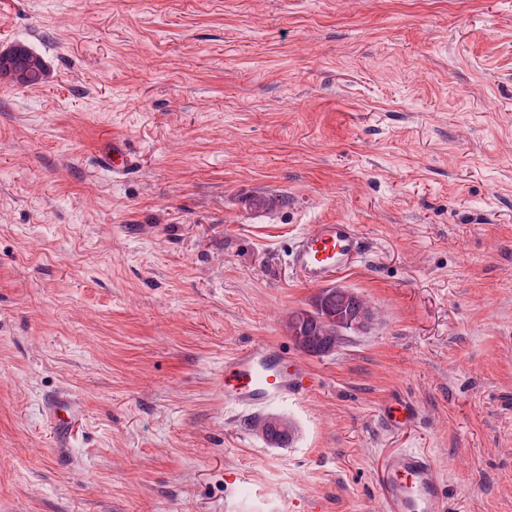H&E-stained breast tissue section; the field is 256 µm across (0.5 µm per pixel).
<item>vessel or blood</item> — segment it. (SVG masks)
Instances as JSON below:
<instances>
[{"label": "vessel or blood", "instance_id": "b4317fda", "mask_svg": "<svg viewBox=\"0 0 512 512\" xmlns=\"http://www.w3.org/2000/svg\"><path fill=\"white\" fill-rule=\"evenodd\" d=\"M103 162L117 176L136 166L134 154L122 141L113 142ZM363 247L356 225L313 224L299 236L289 263L304 284L319 285L352 268ZM314 384L303 364L288 359L279 346L266 341L252 342L224 360V402L241 412L261 413L274 403L309 391ZM379 415L393 428H408L421 419L418 405L404 396L383 404ZM383 490V512H448L439 472L423 451H404L384 473Z\"/></svg>", "mask_w": 512, "mask_h": 512}]
</instances>
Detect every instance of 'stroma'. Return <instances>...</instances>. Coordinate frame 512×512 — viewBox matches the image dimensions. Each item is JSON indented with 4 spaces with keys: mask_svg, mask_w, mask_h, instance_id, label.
<instances>
[{
    "mask_svg": "<svg viewBox=\"0 0 512 512\" xmlns=\"http://www.w3.org/2000/svg\"><path fill=\"white\" fill-rule=\"evenodd\" d=\"M18 42L48 74L0 79V512H381L409 448L448 512H512V0H0ZM334 223L376 320L317 357L288 255ZM256 340L317 382L282 447L224 407ZM105 168L112 171L116 176L127 174L136 166V159L128 145L123 141L112 143V153L103 159ZM379 416L390 427L408 428L421 420L418 405L409 397L397 396L380 407Z\"/></svg>",
    "mask_w": 512,
    "mask_h": 512,
    "instance_id": "obj_1",
    "label": "stroma"
}]
</instances>
